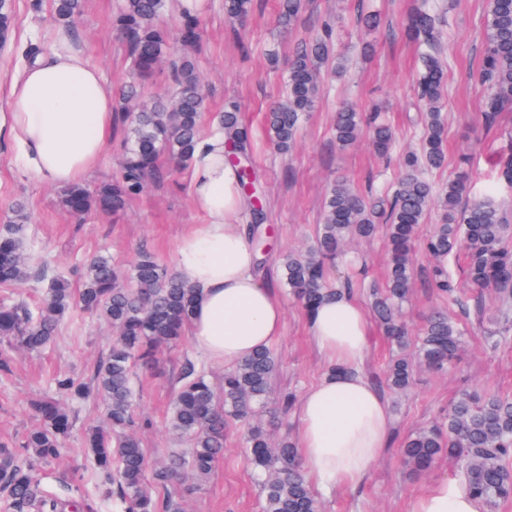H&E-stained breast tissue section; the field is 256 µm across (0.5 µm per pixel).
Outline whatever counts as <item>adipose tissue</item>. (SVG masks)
Instances as JSON below:
<instances>
[{
    "instance_id": "adipose-tissue-1",
    "label": "adipose tissue",
    "mask_w": 512,
    "mask_h": 512,
    "mask_svg": "<svg viewBox=\"0 0 512 512\" xmlns=\"http://www.w3.org/2000/svg\"><path fill=\"white\" fill-rule=\"evenodd\" d=\"M9 131L31 172L44 181H82L99 162L113 126L114 101L98 70L66 36L10 83ZM191 199L204 223L184 234L176 265L197 298L189 331L208 362L231 367L280 336L285 309L277 288L256 271L240 222L244 199L224 161V134L211 125L190 170ZM308 332L326 370L297 407V446L317 488L362 485L389 440L391 415L360 361L367 317L343 292L308 316ZM410 512H484L459 482L444 480L417 497Z\"/></svg>"
}]
</instances>
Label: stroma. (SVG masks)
Here are the masks:
<instances>
[{"label":"stroma","instance_id":"stroma-1","mask_svg":"<svg viewBox=\"0 0 512 512\" xmlns=\"http://www.w3.org/2000/svg\"><path fill=\"white\" fill-rule=\"evenodd\" d=\"M420 0H307L296 26L285 29L277 21L274 0H254L249 19L233 27L224 17V0H205L200 40L195 50L197 70L209 89V117H216L227 100L237 101L240 117L254 144L253 165L260 176L267 223L275 234L264 257L272 282H279L283 252L311 244L321 222L325 192L338 177L355 187L382 190L395 182V162L378 156L369 138L339 148L333 132L336 108L348 104L356 111L380 109L399 133L402 148L418 146L412 122V77L419 67L415 46L406 38L401 21ZM447 5L444 55L449 61L446 167L430 178L442 184L455 178L459 160L468 157L470 177L477 186L491 181L496 163L512 153V113L503 115L499 129L486 131L480 119L481 98L472 64L478 59L484 35L485 0H437ZM116 0H85L74 37L86 62L97 68L109 88L130 80L127 50L112 29ZM380 16L377 29L357 27L358 9ZM334 28L338 53L349 57L346 76L323 85L319 100L300 130L295 147L279 152L270 143L264 121L267 103L280 95L287 78V61L293 47L320 30ZM14 33L11 44L0 52V113L9 111L6 86L23 66L29 42L51 45L57 31L49 4L34 8L32 0H13ZM58 186L35 178L7 135L0 134V217L16 199L25 200L29 222L25 226L26 252L49 257L59 272L70 273L86 256L104 252L113 262L128 266L139 249L153 252L160 263L175 268L180 237L203 216L191 202L188 171L176 179L150 185L111 217L75 219L61 207ZM352 257L363 261L365 284L384 282L387 247L384 234L353 241ZM284 326L270 346L277 366L270 378L269 400L280 404L289 394L302 396L325 370L310 339L307 318L292 297H284ZM470 340L462 357L447 369L420 368L408 393L387 394L392 411L389 446L370 477L356 489L338 487L321 492L323 512H409L413 499L438 482L455 476L452 462L443 460L417 478H407L400 464L403 439L416 428L441 421L448 405L460 393L480 390L512 394V341L491 352L481 345L475 317H461ZM114 339L111 326L96 316L74 311L61 328L56 342L42 354L24 351L11 354V370L0 373V442L18 441L31 425L30 403L55 397L51 383L58 374L89 379L95 363L104 357ZM189 338L161 354V372L139 371L137 412L139 430L149 458L162 462L182 448L167 427L168 405L184 356L193 355ZM398 353L377 322L369 324V342L361 364L364 374L381 383L387 363ZM35 472L44 484L55 486L76 473L83 474L80 492L93 512H115L104 507L80 439L70 438L52 464L36 463ZM187 512H261L259 488L244 459L241 429L232 425L224 432V457L209 477L195 484L184 497Z\"/></svg>","mask_w":512,"mask_h":512}]
</instances>
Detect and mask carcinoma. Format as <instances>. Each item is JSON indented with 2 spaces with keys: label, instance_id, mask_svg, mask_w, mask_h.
I'll return each mask as SVG.
<instances>
[{
  "label": "carcinoma",
  "instance_id": "carcinoma-1",
  "mask_svg": "<svg viewBox=\"0 0 512 512\" xmlns=\"http://www.w3.org/2000/svg\"><path fill=\"white\" fill-rule=\"evenodd\" d=\"M253 0H224L231 23L245 21ZM167 0H117L114 27L123 38L138 83L122 87L117 95L115 128L121 133L122 153L112 179L93 188L81 183L64 187L60 203L72 214L110 215L124 210L149 182L161 183L191 164L202 138L207 92L197 74L191 50L196 46L201 17L181 14L180 42L174 43L159 20ZM303 0H278V23L293 27ZM83 0H52L55 21L73 35L82 14ZM12 0H0V47L11 38ZM438 7L422 0L405 22L409 38L421 47V68L413 91L423 112L421 149L400 152L401 178L392 191L363 194L351 184L332 182L323 202V224L315 245L306 253L288 251L281 258V273L290 294L310 312L324 298L341 289L355 293L351 277L333 279L329 263L345 252L348 239L370 238L386 225L389 273L385 284L370 289L371 310L383 331L396 345L407 346L401 305L408 299L416 277L415 241L418 226L428 213L441 211V224L423 246L429 287L446 297L448 307L463 313L485 314L484 291L506 298L504 306L488 317L482 336L489 350L500 348L512 332V212L496 202L493 193L512 190V156L498 162L491 186L472 192L467 172L436 186L427 174L447 164V95L442 32ZM332 33L324 31L298 43L288 61L283 96L265 113L269 140L281 152L296 144L301 123L316 105L324 76L341 78L349 62L333 57ZM168 60L173 92L155 94L146 85L158 64ZM483 93L482 124L498 127L504 112H512V0H487L484 47L477 64ZM237 102L228 101L219 122L224 127L225 158L237 171L240 186L247 184L246 166L252 164V145L239 118ZM368 129L376 152L395 150L397 136L375 112L368 117L348 106L338 109L334 121L336 144L357 141ZM255 190L243 191L250 223L245 234L256 250L264 238L265 212L254 205ZM28 212L22 201L12 204L0 225V289L41 288L31 304L21 295L0 301V372L10 369L6 351L38 352L51 344L74 306L112 323L116 339L109 353L94 367L93 387L107 400V425L82 430L100 496L120 512H183L180 481L212 471L224 451L227 420L247 426L243 448L260 487L262 512H321V501L306 480L295 445L285 439L274 444L261 423L267 409L269 380L275 357L263 349L224 373L222 402L215 400L205 370L184 357L169 407L168 426L189 443L174 451L165 465L153 468L136 429L134 369L154 367L161 351L176 344L189 321L194 290L179 273L168 270L143 250L127 270L106 256L88 259L78 270L82 288L74 294L70 279L48 263L33 264L25 253L24 224ZM463 251L465 282L458 284L440 258ZM466 344L465 332L444 310L431 314L416 339L418 361L441 370L454 364ZM414 366L406 358L392 360L384 383L394 392L408 390ZM56 391L77 402L89 397L90 387L71 375L53 379ZM34 423L17 446L0 443V512H76L73 485L60 489L42 484L27 456L48 464L60 455L66 438L76 429L78 410L58 401L32 403ZM402 464L411 475L432 469L446 455L456 465L463 487L479 498L486 512H499L512 501V397L465 391L448 408L442 423L421 427L406 437L400 449Z\"/></svg>",
  "mask_w": 512,
  "mask_h": 512
}]
</instances>
